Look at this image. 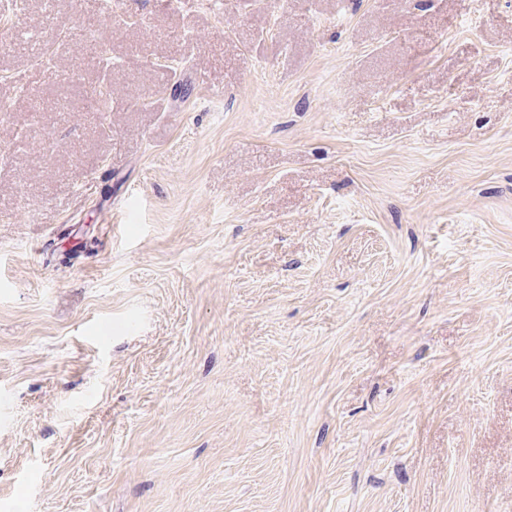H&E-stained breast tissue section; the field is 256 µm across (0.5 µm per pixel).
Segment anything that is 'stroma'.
<instances>
[{
	"mask_svg": "<svg viewBox=\"0 0 512 512\" xmlns=\"http://www.w3.org/2000/svg\"><path fill=\"white\" fill-rule=\"evenodd\" d=\"M1 38L0 512H512V0Z\"/></svg>",
	"mask_w": 512,
	"mask_h": 512,
	"instance_id": "1",
	"label": "stroma"
}]
</instances>
